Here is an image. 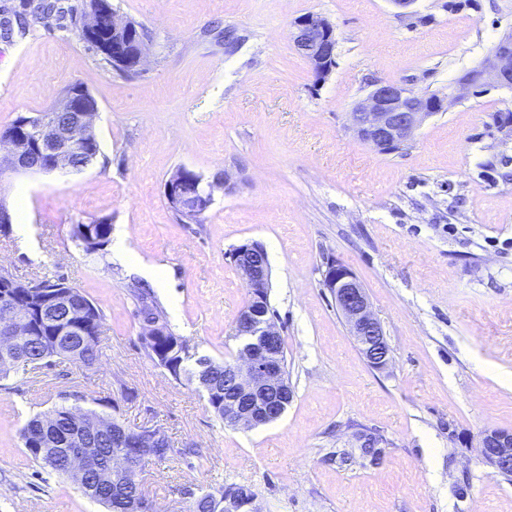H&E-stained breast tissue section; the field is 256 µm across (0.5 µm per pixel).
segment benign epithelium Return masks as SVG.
<instances>
[{"mask_svg":"<svg viewBox=\"0 0 512 512\" xmlns=\"http://www.w3.org/2000/svg\"><path fill=\"white\" fill-rule=\"evenodd\" d=\"M109 16L112 34H124L132 21H122L102 0L86 11L82 18L83 33L98 30L102 16ZM294 47L309 62L316 80L322 81L336 63L334 26L324 17L306 13L292 23ZM512 90V32L505 35L491 50L480 67L464 74L457 84L458 97L489 83ZM90 94L83 87H68L50 109L49 115L38 122L25 116L15 126L0 135L8 148L9 168L25 174H51L73 170L72 159L77 152H89L94 143V121L97 105L89 102ZM445 99L424 95L396 83H377L366 97L350 112L355 134L376 150L387 153L400 144L408 143L423 121L444 109ZM232 189L229 174L208 181L187 168L177 169L165 183V196L170 209L182 219L194 223L202 218L214 201V189ZM236 269L248 288L250 300L240 312L234 336L240 340L238 357L224 366V419L233 427L255 428L279 419L288 407L292 394L286 368L281 360L282 336L266 312L271 287V267L265 248L257 242H244L232 253ZM324 285L333 295L336 307L349 326L351 335L369 363L383 369L388 363L389 347L384 330L372 311L369 297L362 284L346 265L331 259L326 263ZM38 288L35 309L46 323L68 320L78 326L64 343L71 345L86 340L88 306L73 302L65 291L67 285L50 289L35 283H23L10 274L0 273V288ZM25 310L17 305L5 308L0 315V334L26 336L28 327ZM79 434L69 440L66 455L77 482H84L91 471L114 485L138 483L141 465L147 460L160 459L166 447V437L159 430L143 429L130 432L113 430L107 420L93 419L74 410L70 416ZM112 432L121 446L131 449L121 466L105 470L93 448L86 446V437ZM482 457L496 473L512 469V431L487 429L480 439ZM254 498H224L225 512H254Z\"/></svg>","mask_w":512,"mask_h":512,"instance_id":"7a95c632","label":"benign epithelium"}]
</instances>
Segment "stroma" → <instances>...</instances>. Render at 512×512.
<instances>
[{"mask_svg":"<svg viewBox=\"0 0 512 512\" xmlns=\"http://www.w3.org/2000/svg\"><path fill=\"white\" fill-rule=\"evenodd\" d=\"M149 33L125 75L89 49L78 22L27 17L0 37V132L80 85L95 98L96 159L79 172L0 171V203L24 204L25 233L0 232V269L65 280L103 313L102 356L84 367L18 366L0 378V512H106L74 480L26 455L24 421L60 400L158 429L173 456L142 470L156 512L237 484L256 512H512V480L485 464L488 428L512 430V91L453 88L512 31V0H110ZM316 13L336 31V65L316 81L291 24ZM241 41L225 49L221 26ZM380 82L445 97L404 150L351 130ZM185 167L218 188L200 223L171 211L164 184ZM107 220L164 287L113 247L89 255L79 224ZM260 242L292 400L276 422L225 426L205 393L148 356L137 316L150 288L195 357L230 361L250 295L231 260ZM366 290L390 349L369 364L323 279L328 259ZM379 435L361 456L359 430Z\"/></svg>","mask_w":512,"mask_h":512,"instance_id":"1","label":"stroma"}]
</instances>
